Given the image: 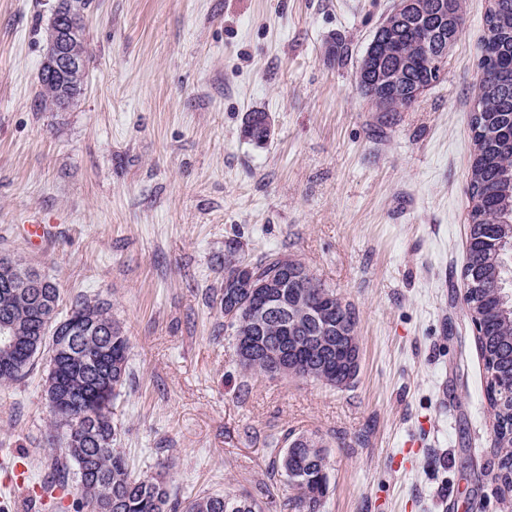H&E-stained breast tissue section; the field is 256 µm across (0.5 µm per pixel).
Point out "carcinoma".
<instances>
[{
    "label": "carcinoma",
    "mask_w": 512,
    "mask_h": 512,
    "mask_svg": "<svg viewBox=\"0 0 512 512\" xmlns=\"http://www.w3.org/2000/svg\"><path fill=\"white\" fill-rule=\"evenodd\" d=\"M491 15L485 16L484 34L479 42V95L474 112L480 114V133L473 136L470 164V210L468 246L462 275L474 281L479 296L468 307L477 325V345L488 380L486 400L492 417L495 446L504 451L497 467L503 486L512 488V265L508 264L512 241V0H495ZM432 11L422 18L408 13L391 27H378L357 73L359 88L368 83L379 87L381 104L388 112H399L416 100L415 91L441 80L444 67L437 57L443 44H451L463 25L462 0H430ZM392 85H383L388 74ZM40 105L68 94L77 98L82 86L71 87L60 76L41 71ZM0 263V315L15 324L16 349L12 356H0V384L19 380L32 371L36 358L49 354V374L61 381L63 389L79 396L83 407L62 423L51 413V438L62 443L60 466L81 459L85 473L80 476L79 510L87 505L93 512H168L183 506V512H263L250 493L209 494L188 497L172 504V492L161 473L132 476L124 454L116 448L117 425L112 411L117 390L124 384L128 368V337L112 318V306L105 300L78 295L67 313L87 310L98 325L82 336L74 354L82 360L59 368L52 357L47 325L59 319L60 291L56 283H25L20 275L31 270L20 260L7 256ZM252 268L256 280L275 274L281 255L267 253L255 261L237 256V245L229 242L224 251V273L240 264ZM215 302L225 312L237 306L243 314L259 301L231 288L227 283L214 289ZM331 304L332 322L324 327L316 311ZM356 316L336 290L313 276L305 289V301L269 317L247 331L230 324L234 343L247 355L238 361L246 379L258 376L288 377L285 368L300 365L295 377L336 387L337 345L343 336L356 332ZM279 353L273 360L268 351ZM272 440L278 467L289 486L304 482L314 496L294 497L288 505L295 512H322L329 481L325 448H291Z\"/></svg>",
    "instance_id": "obj_1"
}]
</instances>
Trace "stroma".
Returning <instances> with one entry per match:
<instances>
[{"label":"stroma","instance_id":"1","mask_svg":"<svg viewBox=\"0 0 512 512\" xmlns=\"http://www.w3.org/2000/svg\"><path fill=\"white\" fill-rule=\"evenodd\" d=\"M395 0H78L83 92L42 109L56 0H0V253L49 276L63 303L107 300L130 341L115 402L134 475L179 499L291 490L269 436L315 435L323 512H512L494 479L487 373L463 300L471 118L488 0H463L443 80L378 112L356 71ZM268 113L266 147L242 140ZM55 233L27 247L18 225ZM299 260L357 318L360 367L333 389L243 381L211 300L224 250ZM46 362L0 385V512L58 481Z\"/></svg>","mask_w":512,"mask_h":512}]
</instances>
